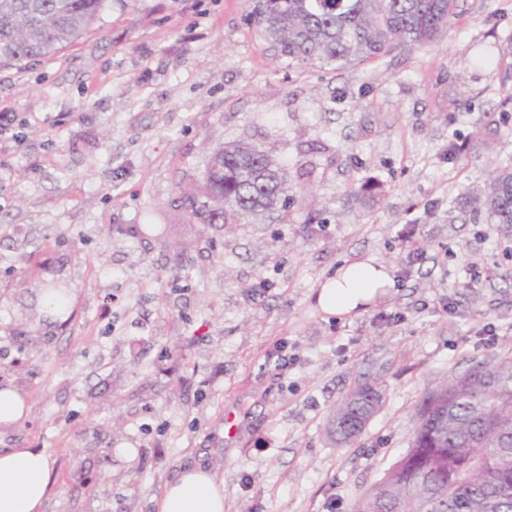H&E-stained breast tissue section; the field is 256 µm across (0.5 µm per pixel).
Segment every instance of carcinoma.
I'll list each match as a JSON object with an SVG mask.
<instances>
[{"label": "carcinoma", "mask_w": 512, "mask_h": 512, "mask_svg": "<svg viewBox=\"0 0 512 512\" xmlns=\"http://www.w3.org/2000/svg\"><path fill=\"white\" fill-rule=\"evenodd\" d=\"M457 0H252L249 17L276 57L294 64L345 67L399 48L425 47L455 15ZM103 0H0V66L53 55L94 24ZM269 146L232 142L213 151L201 184L179 185L191 215L230 224L288 211L304 200ZM494 226H512V165L454 201ZM71 301L48 288L43 306ZM383 390L364 384L333 411L328 435L339 446L361 435L352 422L372 417ZM351 512H512V356L479 363L427 391L407 448L375 483L360 488Z\"/></svg>", "instance_id": "cac0c4a2"}]
</instances>
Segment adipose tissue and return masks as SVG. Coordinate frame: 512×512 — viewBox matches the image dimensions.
Wrapping results in <instances>:
<instances>
[{"label":"adipose tissue","mask_w":512,"mask_h":512,"mask_svg":"<svg viewBox=\"0 0 512 512\" xmlns=\"http://www.w3.org/2000/svg\"><path fill=\"white\" fill-rule=\"evenodd\" d=\"M393 287L386 266L368 257L346 263L317 293L321 311L330 316L358 315ZM51 459L42 448L0 451V512H44L49 496ZM156 512H224V479L206 466L183 468L166 484Z\"/></svg>","instance_id":"adipose-tissue-1"}]
</instances>
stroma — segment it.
I'll return each instance as SVG.
<instances>
[{"label":"stroma","instance_id":"stroma-1","mask_svg":"<svg viewBox=\"0 0 512 512\" xmlns=\"http://www.w3.org/2000/svg\"><path fill=\"white\" fill-rule=\"evenodd\" d=\"M249 11L105 0L76 43L0 68L17 118L0 134V387L26 401L0 450L50 454L46 512H155L200 459L224 512H350L425 392L512 349V228L452 205L512 163V0H458L426 47L338 69L277 64ZM237 141L273 144L290 181L313 168V207L191 223L179 185ZM364 184L376 204L350 198ZM367 256L391 295L325 315L320 284ZM48 287L68 317L42 318ZM363 383L382 406L335 447L327 421Z\"/></svg>","mask_w":512,"mask_h":512}]
</instances>
